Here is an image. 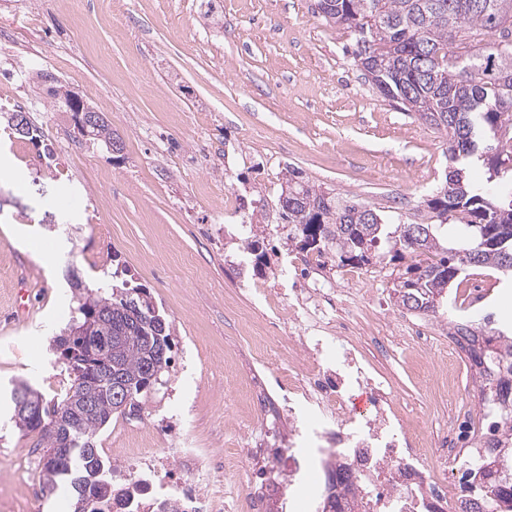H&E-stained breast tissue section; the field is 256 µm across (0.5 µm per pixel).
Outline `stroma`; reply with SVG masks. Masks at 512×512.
<instances>
[{
  "label": "stroma",
  "mask_w": 512,
  "mask_h": 512,
  "mask_svg": "<svg viewBox=\"0 0 512 512\" xmlns=\"http://www.w3.org/2000/svg\"><path fill=\"white\" fill-rule=\"evenodd\" d=\"M0 0V35L18 48L17 84L35 102L40 143L0 131V512H62V494L31 500L8 395L27 381L50 397L70 379L53 338L73 304L65 263L79 274L120 258L170 317L172 361L141 406L144 440L244 445L251 377L268 374L252 341L266 308L247 292L232 227L204 193L276 200L293 166L391 223H425L426 199L448 169L445 138L380 95L345 52L350 36L315 14V0ZM53 74L107 116L121 156L77 134L36 72ZM61 144L59 169L35 161ZM31 292L18 314L15 293Z\"/></svg>",
  "instance_id": "35a3bbf8"
}]
</instances>
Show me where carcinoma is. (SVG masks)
<instances>
[{"mask_svg": "<svg viewBox=\"0 0 512 512\" xmlns=\"http://www.w3.org/2000/svg\"><path fill=\"white\" fill-rule=\"evenodd\" d=\"M316 13L327 24L349 32L352 58L377 91L446 136L448 167L443 185L426 200L430 222L416 247L406 244L410 224H390L376 209L346 200L287 167L281 187L288 199L277 204L282 224L292 225L288 241L301 251L329 255L337 267L381 264L385 258L407 262L393 291L404 309L437 318L452 283L483 269L508 280L512 268V0H316ZM89 141H119L102 115L79 129ZM486 169L484 183L468 179L464 164ZM456 246H444L448 229ZM129 269L91 287L69 283L77 306L71 321L100 316L96 334L110 342L106 360L80 346V337L63 333L54 349L71 384L60 399H47L26 381L13 386L12 419L24 436L37 435L45 456L57 449L64 460L43 464V487L63 490L83 512H106L114 464L97 449V438L112 418L131 416L141 398L162 384L169 368L172 323L155 307L141 285H131ZM448 335L460 338L475 367L478 388L490 387L485 417L496 436L483 455L468 460L460 480L462 499L452 512H501L512 503V337L495 324L472 320L452 305ZM125 385L128 408H113L112 387ZM331 502L344 500L352 512L356 490L349 479Z\"/></svg>", "mask_w": 512, "mask_h": 512, "instance_id": "carcinoma-1", "label": "carcinoma"}]
</instances>
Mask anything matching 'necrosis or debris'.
Listing matches in <instances>:
<instances>
[{
	"label": "necrosis or debris",
	"mask_w": 512,
	"mask_h": 512,
	"mask_svg": "<svg viewBox=\"0 0 512 512\" xmlns=\"http://www.w3.org/2000/svg\"><path fill=\"white\" fill-rule=\"evenodd\" d=\"M323 257L295 273L278 266L274 283L256 289V296L288 332V356L279 371L262 380L259 389L278 390L275 419L258 418L247 447L235 452L237 467L261 476L263 501L288 512L285 485L308 478L311 455L331 463L337 477H349L358 488L356 512H447L462 495L454 472L467 450L483 446L482 419L460 385L469 374L464 351L456 341L433 347L424 326L407 320L400 335L380 339L387 353L417 358L421 370L434 373L451 367L437 385L448 402V416L438 429L427 430L422 406L401 397L394 381L381 371L360 334L367 308L376 301L370 289L338 288L312 268ZM364 408H357L356 398ZM288 423V442L278 445L276 422ZM123 477L108 512H239L240 501L225 504L213 488L224 470V455L203 458L193 448L168 454L162 448H131L118 467ZM254 502L253 512H266Z\"/></svg>",
	"instance_id": "obj_1"
}]
</instances>
